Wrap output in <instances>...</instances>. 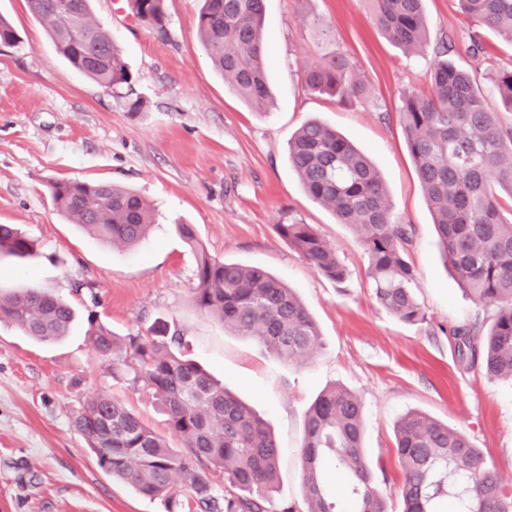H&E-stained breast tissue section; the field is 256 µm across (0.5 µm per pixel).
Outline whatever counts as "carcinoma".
<instances>
[{"label":"carcinoma","instance_id":"cac0c4a2","mask_svg":"<svg viewBox=\"0 0 512 512\" xmlns=\"http://www.w3.org/2000/svg\"><path fill=\"white\" fill-rule=\"evenodd\" d=\"M67 63L99 86L139 108L120 50L90 17V0H26ZM378 27L407 53L424 49L423 0H370ZM475 23L512 45V0H459ZM132 14L165 31L164 0H127ZM264 0H203L197 29L207 55L244 99L264 107L269 90L264 66ZM20 39L0 17V46ZM438 52L427 90L403 93L400 119L417 178L433 216L444 261L470 299L495 310L485 334L468 324L448 330L459 360L489 377L512 380V126L490 111L474 75ZM305 86L341 103L366 95L353 61L335 55L307 64ZM289 162L308 196L336 223L356 231L368 255L367 277L378 304L406 322L425 320L416 277L405 260L415 228L400 224L387 186L368 157L327 125H302L288 147ZM54 205L73 223L119 247L148 233L153 213L135 192L111 183L76 179L50 182ZM197 255L195 305L224 327L256 340L285 362L307 361L324 343L304 304L267 270L209 255L195 226L178 224ZM278 235L323 276L342 284L347 271L312 224H278ZM34 243L18 228L0 224V254L26 259ZM74 309L40 288L0 292V324L38 341L66 335ZM88 336L112 372L131 375L153 391L166 415L168 436L148 427L125 403L100 393L80 405L73 426L97 465L139 494L159 498L165 512H273L270 493L279 481L280 448L264 421L193 359L181 337L161 322L145 333L120 337L90 323ZM395 454L403 473L397 488L401 512H442L444 480H465L454 494L458 512H512V495L483 452L462 431L419 411L395 426ZM364 406L344 385L324 389L308 408L301 442L302 502L279 512H339L329 468L344 480L354 512H391L366 458ZM224 480V492L217 481Z\"/></svg>","mask_w":512,"mask_h":512}]
</instances>
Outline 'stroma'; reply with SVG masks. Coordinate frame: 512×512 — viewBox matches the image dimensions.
<instances>
[{
	"instance_id": "obj_1",
	"label": "stroma",
	"mask_w": 512,
	"mask_h": 512,
	"mask_svg": "<svg viewBox=\"0 0 512 512\" xmlns=\"http://www.w3.org/2000/svg\"><path fill=\"white\" fill-rule=\"evenodd\" d=\"M201 0H165L166 30L139 21L116 0H92L95 22L119 46L138 110L73 70L26 0H0L20 44L0 46V224L34 241V258H0V289L36 285L69 301L68 336L41 343L0 325V512H165L96 464L72 420L87 398L110 393L157 432L165 416L151 391L103 365L90 322L126 336L163 320L190 355L270 425L282 450L274 503L301 501L303 417L340 383L365 406L364 446L381 492L401 474L394 425L419 410L465 432L512 490V382L461 364L447 328L489 329L493 309L475 304L441 259L433 217L399 123L401 95L424 90L435 48L470 71L487 106L512 124L496 90L512 69V45L462 13L458 0H424L428 43L405 53L375 24L368 0H266L263 35L272 99L246 103L213 68L197 34ZM490 52L474 57L472 40ZM349 57L369 91L339 103L303 84L304 64ZM317 120L365 152L380 170L396 217L414 225L406 253L424 321L404 322L375 301L359 237L306 194L288 162L298 128ZM58 178L108 181L155 210L149 235L115 247L70 224L51 203ZM312 224L348 270L344 284L318 274L277 234ZM195 225L208 254L263 267L302 299L322 353L286 363L236 335L192 301L196 260L175 227Z\"/></svg>"
}]
</instances>
